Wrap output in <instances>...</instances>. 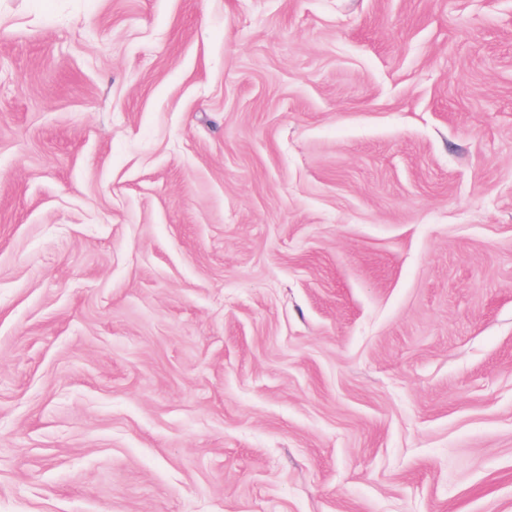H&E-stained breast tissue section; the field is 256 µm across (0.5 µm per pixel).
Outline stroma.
<instances>
[{
	"mask_svg": "<svg viewBox=\"0 0 512 512\" xmlns=\"http://www.w3.org/2000/svg\"><path fill=\"white\" fill-rule=\"evenodd\" d=\"M0 512H512V0H0Z\"/></svg>",
	"mask_w": 512,
	"mask_h": 512,
	"instance_id": "obj_1",
	"label": "stroma"
}]
</instances>
